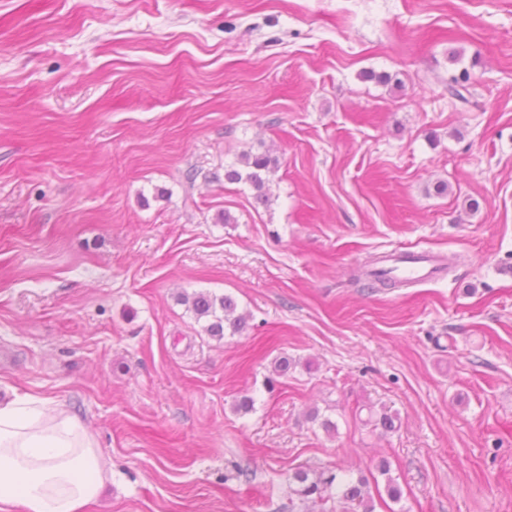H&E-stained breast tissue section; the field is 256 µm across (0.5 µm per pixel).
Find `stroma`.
Returning a JSON list of instances; mask_svg holds the SVG:
<instances>
[{
  "mask_svg": "<svg viewBox=\"0 0 512 512\" xmlns=\"http://www.w3.org/2000/svg\"><path fill=\"white\" fill-rule=\"evenodd\" d=\"M265 150L262 205L224 173ZM391 251L445 270L369 288ZM198 291L246 329L208 336ZM16 393L110 460L85 512H306L300 466L375 512H512V0H0ZM181 301L188 306L198 321H206L204 331L209 336L222 338L226 330L235 335L247 327V316L237 312L238 304L230 295L195 292L183 295ZM293 489L299 499L308 504L309 509L330 498L329 492L335 488L336 498L343 500L351 508L344 512H374V501L368 490V479L360 476L356 481L342 478L331 471L297 470L292 475ZM310 512L314 510L310 509Z\"/></svg>",
  "mask_w": 512,
  "mask_h": 512,
  "instance_id": "obj_1",
  "label": "stroma"
}]
</instances>
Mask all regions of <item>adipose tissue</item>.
I'll list each match as a JSON object with an SVG mask.
<instances>
[{
	"label": "adipose tissue",
	"mask_w": 512,
	"mask_h": 512,
	"mask_svg": "<svg viewBox=\"0 0 512 512\" xmlns=\"http://www.w3.org/2000/svg\"><path fill=\"white\" fill-rule=\"evenodd\" d=\"M111 474L77 416L29 395L0 404V512H81Z\"/></svg>",
	"instance_id": "1"
}]
</instances>
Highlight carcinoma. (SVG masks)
Returning <instances> with one entry per match:
<instances>
[{
    "label": "carcinoma",
    "instance_id": "obj_1",
    "mask_svg": "<svg viewBox=\"0 0 512 512\" xmlns=\"http://www.w3.org/2000/svg\"><path fill=\"white\" fill-rule=\"evenodd\" d=\"M469 77L463 73L448 81V92L456 100L467 102L466 93ZM244 170L231 169L225 173L230 182H245L255 191V200L266 201V175L272 171L274 159L268 152L248 153L241 157ZM182 302L197 320H205L204 331L222 338L225 332L234 335L247 327V316L237 312L238 304L230 296L213 292H195L182 297ZM294 493L299 499L313 507L329 498V492L336 490V498L346 502L350 508L344 512H374V501L368 490V479L342 478L331 471L297 470L292 475Z\"/></svg>",
    "mask_w": 512,
    "mask_h": 512
}]
</instances>
